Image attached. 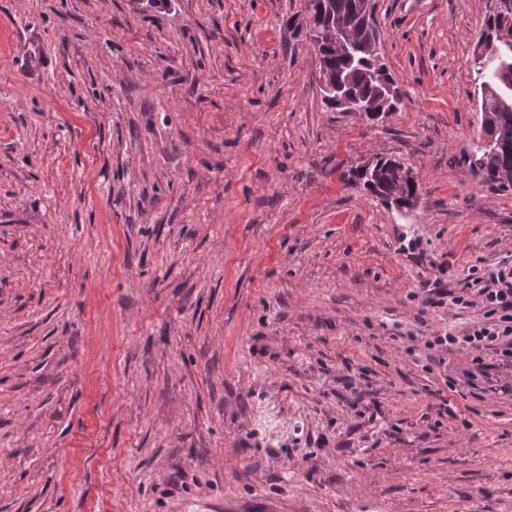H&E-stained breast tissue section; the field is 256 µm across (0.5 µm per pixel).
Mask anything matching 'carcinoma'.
Returning a JSON list of instances; mask_svg holds the SVG:
<instances>
[{
    "mask_svg": "<svg viewBox=\"0 0 512 512\" xmlns=\"http://www.w3.org/2000/svg\"><path fill=\"white\" fill-rule=\"evenodd\" d=\"M362 0H309L310 13L327 21L334 19L351 37L352 47L338 54L328 42L318 52L320 85L324 103L338 111L359 108L388 95L387 88L398 91L394 76L380 63L372 49L378 40L375 24L366 20ZM482 36L494 37L496 54L476 65L475 81L481 92V128H490L493 141L479 138L472 154L477 167L470 168L474 177L485 184L504 185L499 175L512 172V16L488 17ZM381 166L372 177L376 196H391L401 190V172L405 165L391 157L379 159Z\"/></svg>",
    "mask_w": 512,
    "mask_h": 512,
    "instance_id": "cac0c4a2",
    "label": "carcinoma"
}]
</instances>
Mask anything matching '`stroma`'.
<instances>
[{
  "label": "stroma",
  "mask_w": 512,
  "mask_h": 512,
  "mask_svg": "<svg viewBox=\"0 0 512 512\" xmlns=\"http://www.w3.org/2000/svg\"><path fill=\"white\" fill-rule=\"evenodd\" d=\"M501 0H375L397 111L305 0H0V512H512V392L424 304L512 260L472 176ZM393 156L399 212L349 172ZM310 13L323 21L333 18L343 26L351 37L352 47L346 53L337 54L328 42L324 41L319 49L320 59V85L324 103L336 110L348 112L352 108H361L367 105L371 109L375 104H369L387 96V86L398 93L394 76L380 63L378 44L372 49V42L378 40L373 22L372 0H308ZM363 2V3H362ZM371 12L372 23L366 20ZM338 23L330 22L318 29L317 36L331 39L336 47L344 48L348 39ZM377 75V78L374 77ZM382 79V81H381Z\"/></svg>",
  "instance_id": "35a3bbf8"
}]
</instances>
